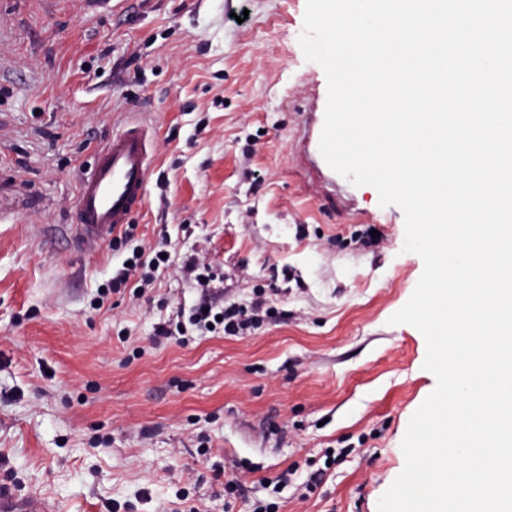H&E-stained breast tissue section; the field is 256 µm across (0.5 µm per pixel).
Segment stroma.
<instances>
[{"label":"stroma","instance_id":"35a3bbf8","mask_svg":"<svg viewBox=\"0 0 512 512\" xmlns=\"http://www.w3.org/2000/svg\"><path fill=\"white\" fill-rule=\"evenodd\" d=\"M305 7L0 0V483L57 512H377L436 386L421 332L389 322L423 261L375 188L297 163L327 82ZM134 117L154 128L146 202L131 236L84 248L78 176ZM153 249L158 279L120 282ZM194 258L217 306L272 315L155 341L205 297Z\"/></svg>","mask_w":512,"mask_h":512}]
</instances>
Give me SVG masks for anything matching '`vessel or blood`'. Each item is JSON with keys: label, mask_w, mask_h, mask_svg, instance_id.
I'll return each instance as SVG.
<instances>
[{"label": "vessel or blood", "mask_w": 512, "mask_h": 512, "mask_svg": "<svg viewBox=\"0 0 512 512\" xmlns=\"http://www.w3.org/2000/svg\"><path fill=\"white\" fill-rule=\"evenodd\" d=\"M151 129L130 122L113 134L99 151L96 164L78 182L73 215L76 237L95 247L111 235L146 201L152 163ZM0 512H53L44 500L19 496L11 485L0 484Z\"/></svg>", "instance_id": "vessel-or-blood-1"}]
</instances>
